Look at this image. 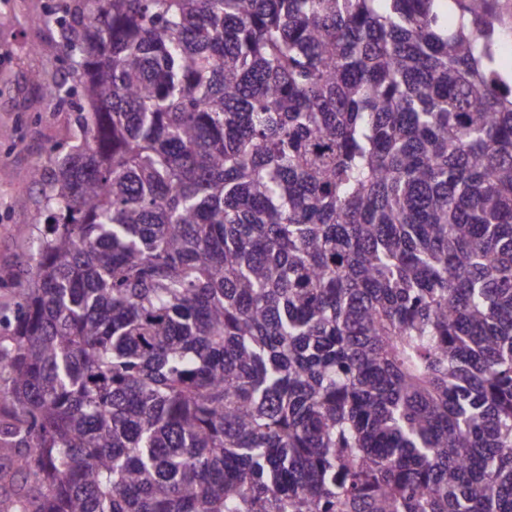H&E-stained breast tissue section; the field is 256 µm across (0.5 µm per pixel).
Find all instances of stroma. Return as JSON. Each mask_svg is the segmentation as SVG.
I'll use <instances>...</instances> for the list:
<instances>
[{
    "mask_svg": "<svg viewBox=\"0 0 512 512\" xmlns=\"http://www.w3.org/2000/svg\"><path fill=\"white\" fill-rule=\"evenodd\" d=\"M56 0H0V312L14 308L15 293L32 264L26 232L44 233L36 166L54 146L71 141L75 110L46 91L67 65L55 25L34 26L32 16ZM40 82H33V75Z\"/></svg>",
    "mask_w": 512,
    "mask_h": 512,
    "instance_id": "1",
    "label": "stroma"
}]
</instances>
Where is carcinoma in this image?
Here are the masks:
<instances>
[{"mask_svg": "<svg viewBox=\"0 0 512 512\" xmlns=\"http://www.w3.org/2000/svg\"><path fill=\"white\" fill-rule=\"evenodd\" d=\"M504 4L64 0L0 512H512Z\"/></svg>", "mask_w": 512, "mask_h": 512, "instance_id": "1", "label": "carcinoma"}]
</instances>
